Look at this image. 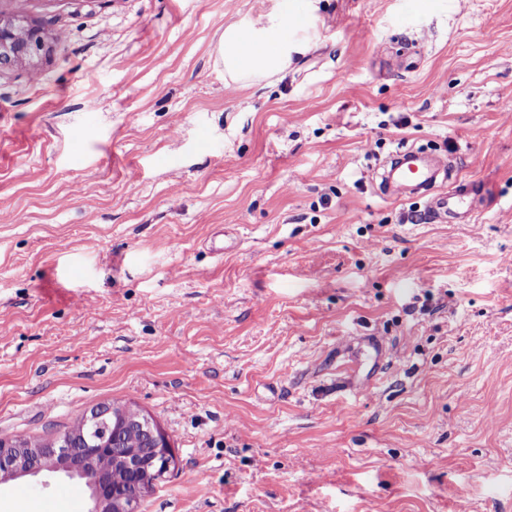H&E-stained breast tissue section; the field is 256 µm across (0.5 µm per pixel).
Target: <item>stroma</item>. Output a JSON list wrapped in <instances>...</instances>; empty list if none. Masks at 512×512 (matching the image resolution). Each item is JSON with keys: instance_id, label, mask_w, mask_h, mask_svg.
Returning a JSON list of instances; mask_svg holds the SVG:
<instances>
[{"instance_id": "1", "label": "stroma", "mask_w": 512, "mask_h": 512, "mask_svg": "<svg viewBox=\"0 0 512 512\" xmlns=\"http://www.w3.org/2000/svg\"><path fill=\"white\" fill-rule=\"evenodd\" d=\"M306 10L0 0L48 46L0 72V438L146 411L139 512H512V0H320L225 86V26ZM411 146L491 188L470 223L377 195ZM68 484L0 512H86ZM305 15H262L247 24H229L213 47L215 63L224 68V83L259 84L288 70L293 55L309 49V39L288 38L302 29ZM247 43L242 46V37Z\"/></svg>"}]
</instances>
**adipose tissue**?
I'll return each instance as SVG.
<instances>
[{"label":"adipose tissue","mask_w":512,"mask_h":512,"mask_svg":"<svg viewBox=\"0 0 512 512\" xmlns=\"http://www.w3.org/2000/svg\"><path fill=\"white\" fill-rule=\"evenodd\" d=\"M305 23L302 15H263L227 25L213 47L225 84H258L287 71L293 57L309 48L308 39L295 35Z\"/></svg>","instance_id":"1"}]
</instances>
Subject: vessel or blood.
I'll return each mask as SVG.
<instances>
[{
  "mask_svg": "<svg viewBox=\"0 0 512 512\" xmlns=\"http://www.w3.org/2000/svg\"><path fill=\"white\" fill-rule=\"evenodd\" d=\"M447 161L440 155L418 148L396 151L384 169L379 191L387 198L421 197L427 201L431 217L441 223L465 222L474 189L458 184L450 191H439L438 185L447 176Z\"/></svg>",
  "mask_w": 512,
  "mask_h": 512,
  "instance_id": "1",
  "label": "vessel or blood"
}]
</instances>
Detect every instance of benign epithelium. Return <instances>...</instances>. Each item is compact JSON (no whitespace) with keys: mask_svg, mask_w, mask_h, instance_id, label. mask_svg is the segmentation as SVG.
Wrapping results in <instances>:
<instances>
[{"mask_svg":"<svg viewBox=\"0 0 512 512\" xmlns=\"http://www.w3.org/2000/svg\"><path fill=\"white\" fill-rule=\"evenodd\" d=\"M44 48L39 29L28 26L19 16L0 15V70L19 65L35 72ZM110 417L115 434L135 429L145 437L142 447L131 448L117 458L131 478L127 487L113 485L112 474L102 475L91 467L97 456L112 454V437L98 438L92 432L95 424ZM174 462L167 435L152 418L131 407L94 408L71 431L40 447L0 439V484L43 472L61 473L85 487L88 512H136V502L152 491Z\"/></svg>","mask_w":512,"mask_h":512,"instance_id":"7a95c632","label":"benign epithelium"}]
</instances>
